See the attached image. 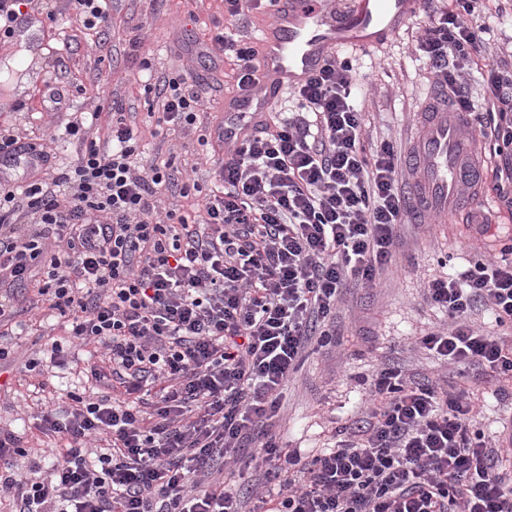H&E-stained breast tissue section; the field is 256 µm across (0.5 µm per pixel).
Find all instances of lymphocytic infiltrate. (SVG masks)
Masks as SVG:
<instances>
[{
	"label": "lymphocytic infiltrate",
	"instance_id": "1",
	"mask_svg": "<svg viewBox=\"0 0 512 512\" xmlns=\"http://www.w3.org/2000/svg\"><path fill=\"white\" fill-rule=\"evenodd\" d=\"M479 0H421L429 24L416 50L434 82L467 112L491 152L512 146V65L483 64L480 30L465 14ZM236 59V85L258 75L261 49L222 30L210 39ZM486 92L476 106L469 82ZM193 75L163 80L158 124H195ZM356 76L329 59L296 93L299 111L262 123L225 150L220 191L197 208L162 210L181 182L140 163L141 139L121 104L73 164L36 155L32 180L0 179V323L39 298L63 317L74 345L100 346L97 391L66 397L65 418L39 428L58 453L15 469L19 439L0 431V504L11 512H244L229 484L207 477L236 462L243 440L276 495L265 512H512L500 470L512 448L473 430L468 389L387 366L363 386L368 400L336 441L305 457L267 428L282 389L312 343L336 338L345 290L373 286L406 221L399 156L372 145L354 102ZM427 301L444 327L421 348L453 365L512 380V244L497 258L430 280ZM496 329L476 326L477 308Z\"/></svg>",
	"mask_w": 512,
	"mask_h": 512
}]
</instances>
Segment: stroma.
I'll list each match as a JSON object with an SVG mask.
<instances>
[{
	"mask_svg": "<svg viewBox=\"0 0 512 512\" xmlns=\"http://www.w3.org/2000/svg\"><path fill=\"white\" fill-rule=\"evenodd\" d=\"M109 9L111 29L96 32L84 27L68 0H32L24 7V17L40 25L41 54L28 68L31 80L25 91L8 109H0V129L47 145L57 161L70 160L81 145L66 134V123L74 114L108 109L117 98L135 114L148 157L194 167L200 189H213L217 157L200 139L222 120V104L235 96V82L230 61L200 59L195 48L228 24L239 38L254 37L264 15L246 8L236 18H227L224 0H111ZM494 10L493 0H485L465 18L474 28L491 27L485 54L490 64L499 63L503 50L512 47V19L496 17ZM427 25V18L416 15L384 45L340 53L367 89L362 109L369 136L390 141L401 153L417 134L414 114L432 88L413 44ZM134 38L141 41L136 50L130 45ZM188 70L198 81L212 80L216 86L206 94L193 129L166 130L154 118L162 101L147 76ZM486 196L484 211L445 224L401 225L392 261L375 285L347 291L336 308L335 343L312 344L283 389L274 432L284 446L310 456L331 445L364 398L358 378L382 365L455 383L453 366L415 345L416 336L444 320L427 304L424 283L437 272L439 258L450 257L452 265L464 269L468 260L493 255L500 236L512 232V204L493 189ZM18 319L23 333L8 337L12 353L0 365V430L20 437L26 453L16 465L25 475L33 460L51 454V441L38 429L40 410L64 406L66 391L83 389L90 352L69 354L61 366L40 373L29 370L32 360L46 358L52 342L64 341V324L61 318L28 311L20 312ZM496 388L495 382L482 378L474 385L481 404L477 426L488 434L501 431L504 421L512 418V384L502 396Z\"/></svg>",
	"mask_w": 512,
	"mask_h": 512,
	"instance_id": "1",
	"label": "stroma"
}]
</instances>
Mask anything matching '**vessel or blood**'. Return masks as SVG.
Segmentation results:
<instances>
[{"mask_svg":"<svg viewBox=\"0 0 512 512\" xmlns=\"http://www.w3.org/2000/svg\"><path fill=\"white\" fill-rule=\"evenodd\" d=\"M420 0H276L263 29L258 77L223 106L224 123L215 137L231 145L271 112L285 90L302 85L339 48L379 47L396 35L417 11ZM424 132L402 158V169L418 173L407 187L411 220H450L485 207L468 194L485 174L471 164L476 149L463 119L452 116L447 96L438 89L418 113Z\"/></svg>","mask_w":512,"mask_h":512,"instance_id":"obj_1","label":"vessel or blood"}]
</instances>
